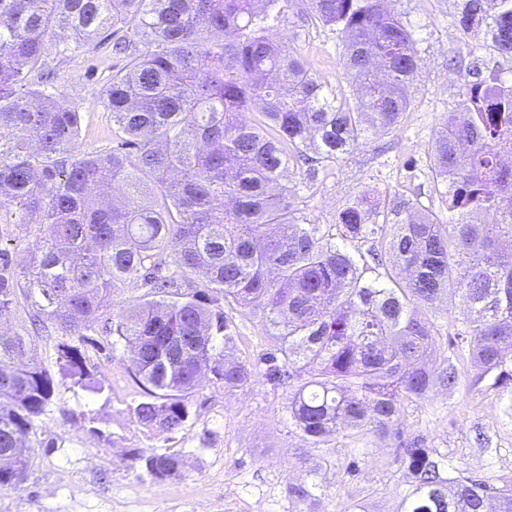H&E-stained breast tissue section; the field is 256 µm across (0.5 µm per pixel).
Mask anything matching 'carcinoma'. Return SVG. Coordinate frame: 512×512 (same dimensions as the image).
Wrapping results in <instances>:
<instances>
[{
  "instance_id": "carcinoma-1",
  "label": "carcinoma",
  "mask_w": 512,
  "mask_h": 512,
  "mask_svg": "<svg viewBox=\"0 0 512 512\" xmlns=\"http://www.w3.org/2000/svg\"><path fill=\"white\" fill-rule=\"evenodd\" d=\"M296 0H0V486L21 484L24 439L55 374L93 392L91 336L127 354L140 396L130 415L174 433L192 417L203 366L226 392L262 378L289 390L292 425L314 448L397 434L404 409L439 386L424 358L439 331L421 310L459 291L473 384L512 389V82L452 56L477 76L443 114L428 153L448 214L370 189L336 232L295 205L363 140L392 148L415 108L420 40L384 0H307L336 39L349 88L325 81L269 36ZM464 35L512 60V0H462ZM63 57L111 43L101 103L112 148L82 153L81 103L58 90ZM292 174L283 185V173ZM36 235L25 261L23 236ZM374 241L354 256L336 239ZM144 294L120 316L112 302ZM259 315L272 349L230 356L232 311ZM411 490L398 512H512V483L457 471L420 440L400 443ZM148 475H175L176 454L138 451Z\"/></svg>"
}]
</instances>
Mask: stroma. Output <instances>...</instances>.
I'll return each mask as SVG.
<instances>
[{
  "instance_id": "stroma-1",
  "label": "stroma",
  "mask_w": 512,
  "mask_h": 512,
  "mask_svg": "<svg viewBox=\"0 0 512 512\" xmlns=\"http://www.w3.org/2000/svg\"><path fill=\"white\" fill-rule=\"evenodd\" d=\"M392 12L412 25L423 61L416 81L417 107L398 132L392 150L380 152L378 138L355 146L320 176L314 196L298 199L311 219L332 224L349 201L376 186L408 196L426 192L420 168L443 113L451 111L468 72L448 67L452 55H471L476 39L464 38L456 21V0H392ZM272 36L289 39L297 51L317 64L336 85L347 74L336 42L322 28L276 24ZM108 48L76 52L60 63L58 82L65 94L80 100L87 152L108 146L112 121L99 105L101 90L112 77ZM442 327L436 356L428 366L441 370L452 362L459 372L455 391L438 387L419 403L406 406L399 437L361 435L341 439L334 448H314L291 426L285 406L288 391L261 382L224 392L203 373L192 398V421L175 433L145 428L128 407L139 389L126 372L123 350L90 351L97 382L94 394L59 381L29 438L31 465L16 488H0V512H345L359 503L368 512H396L410 489V477L396 460L399 440H422L448 457L449 470L464 469L495 486L512 480V391L472 384L473 369L463 327L466 304L456 295L429 310ZM241 336L236 357L257 360L271 346L258 315L240 311ZM176 453L179 475L147 476L132 465L133 450ZM308 459V467L295 461ZM316 484V500L305 505L291 499L290 486Z\"/></svg>"
}]
</instances>
